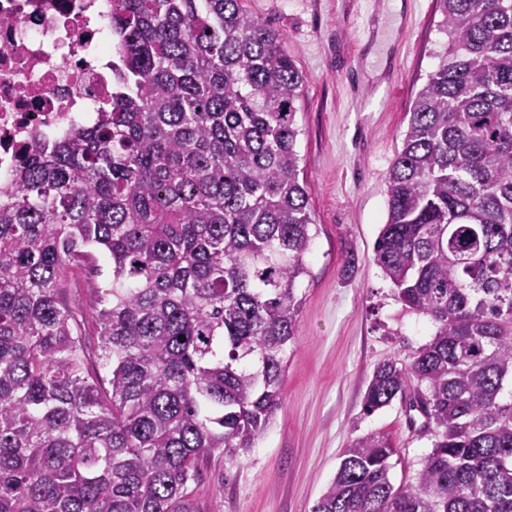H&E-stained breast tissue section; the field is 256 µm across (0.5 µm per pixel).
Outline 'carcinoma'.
Returning <instances> with one entry per match:
<instances>
[{"instance_id":"1","label":"carcinoma","mask_w":512,"mask_h":512,"mask_svg":"<svg viewBox=\"0 0 512 512\" xmlns=\"http://www.w3.org/2000/svg\"><path fill=\"white\" fill-rule=\"evenodd\" d=\"M435 2L447 41L374 244L435 332L363 400L408 403L432 448L396 486L392 439L357 438L312 512H512V0ZM112 3L111 104L0 186V512H196L200 462L241 461L283 404L315 223L305 77L242 0ZM93 248L109 392L62 297Z\"/></svg>"}]
</instances>
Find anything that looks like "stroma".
I'll list each match as a JSON object with an SVG mask.
<instances>
[{
	"instance_id": "35a3bbf8",
	"label": "stroma",
	"mask_w": 512,
	"mask_h": 512,
	"mask_svg": "<svg viewBox=\"0 0 512 512\" xmlns=\"http://www.w3.org/2000/svg\"><path fill=\"white\" fill-rule=\"evenodd\" d=\"M400 1L396 11L393 0H243L249 15L280 31L306 78L297 149L315 223L297 283L302 306L286 352L283 405L239 464L217 456L202 462L189 486L199 512H311L344 449L367 434L395 442L397 485L431 449L430 437L410 427L404 402L362 411L374 368L408 360L434 333L396 300L373 254L387 220L385 173L445 41L435 0ZM358 33L364 41L352 63L346 41ZM394 77L398 87L387 90ZM110 275L101 254L68 272L65 298L84 308L88 334L97 330L98 288Z\"/></svg>"
}]
</instances>
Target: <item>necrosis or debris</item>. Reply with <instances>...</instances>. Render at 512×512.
<instances>
[{"mask_svg":"<svg viewBox=\"0 0 512 512\" xmlns=\"http://www.w3.org/2000/svg\"><path fill=\"white\" fill-rule=\"evenodd\" d=\"M112 0H0V184L111 103Z\"/></svg>","mask_w":512,"mask_h":512,"instance_id":"obj_1","label":"necrosis or debris"}]
</instances>
